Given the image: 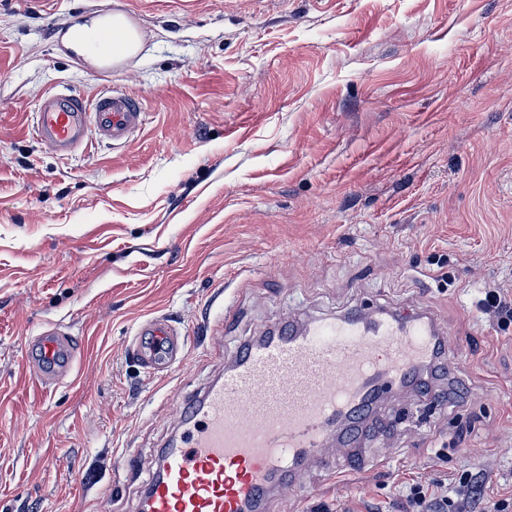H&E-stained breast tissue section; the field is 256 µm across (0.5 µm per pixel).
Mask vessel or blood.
<instances>
[{
  "mask_svg": "<svg viewBox=\"0 0 512 512\" xmlns=\"http://www.w3.org/2000/svg\"><path fill=\"white\" fill-rule=\"evenodd\" d=\"M89 41L108 59L126 52L118 28ZM145 119L142 103L123 90L90 98L63 88L41 99L33 132L56 154L69 155L93 136L125 142ZM439 332L422 311L360 310L288 324L245 344L223 377L187 402L185 430L163 450L137 512H266L276 489L294 482L310 460L349 471L378 409L419 385ZM183 346L152 319L140 328L136 352L147 367L163 369ZM77 354L71 335L58 327L45 328L27 346V361L44 387L67 377ZM332 437L342 454H325Z\"/></svg>",
  "mask_w": 512,
  "mask_h": 512,
  "instance_id": "b4317fda",
  "label": "vessel or blood"
}]
</instances>
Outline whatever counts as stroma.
<instances>
[{
    "label": "stroma",
    "instance_id": "35a3bbf8",
    "mask_svg": "<svg viewBox=\"0 0 512 512\" xmlns=\"http://www.w3.org/2000/svg\"><path fill=\"white\" fill-rule=\"evenodd\" d=\"M124 12L111 84L146 123L60 156L31 133L50 89L102 86L52 23ZM512 0H0V512H136L137 492L245 340L352 307L427 310L458 395L380 412L349 476L308 466L270 512H400L468 470L512 496ZM184 334L167 373L142 319ZM67 330L41 388L29 337ZM133 457L134 469L123 461ZM483 305L486 309L492 310L499 316L500 323L506 327L512 324V299L507 301L502 297L498 288L489 286L485 289ZM79 348L71 335L59 327L45 328L27 346V361L38 385L50 387L67 377Z\"/></svg>",
    "mask_w": 512,
    "mask_h": 512
}]
</instances>
